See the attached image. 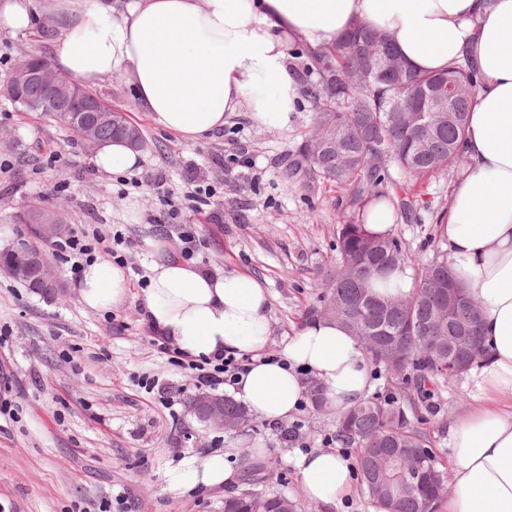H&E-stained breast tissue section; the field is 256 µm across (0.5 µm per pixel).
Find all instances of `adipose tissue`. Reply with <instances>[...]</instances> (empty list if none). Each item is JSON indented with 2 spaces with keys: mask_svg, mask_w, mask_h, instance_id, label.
Masks as SVG:
<instances>
[{
  "mask_svg": "<svg viewBox=\"0 0 512 512\" xmlns=\"http://www.w3.org/2000/svg\"><path fill=\"white\" fill-rule=\"evenodd\" d=\"M356 21L394 35L416 70L466 59L478 72L442 220L443 254L479 307L491 353L464 374L483 402L448 425L453 492L441 506L512 512V0H58L57 65L84 87L108 76L124 80L156 126L189 141L222 130L241 110L256 125L284 130L299 95L291 44L335 43ZM127 283L123 267L88 263L77 280L80 303L112 308ZM268 307L256 278L164 255L150 268L142 303L150 327L184 354L250 357L233 392L266 420L286 419L302 403V367L326 387L337 413L367 398L362 350L337 322H308L283 360L264 358ZM294 464L313 502L332 505L352 490L351 465L339 452L301 454ZM231 475L217 453L186 460L168 484L219 485Z\"/></svg>",
  "mask_w": 512,
  "mask_h": 512,
  "instance_id": "adipose-tissue-1",
  "label": "adipose tissue"
}]
</instances>
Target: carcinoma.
I'll return each instance as SVG.
<instances>
[{"label": "carcinoma", "mask_w": 512, "mask_h": 512, "mask_svg": "<svg viewBox=\"0 0 512 512\" xmlns=\"http://www.w3.org/2000/svg\"><path fill=\"white\" fill-rule=\"evenodd\" d=\"M371 33L370 27L357 22L334 45H305L292 52L294 58L302 59L306 72L316 74L305 88V95L316 104L315 126L327 136L345 132L342 154L350 163L338 168L336 161L314 156L302 145L288 171L305 169L347 187L357 201L367 185L374 188L375 197L391 199L395 194L383 187L382 177L384 164L390 160L410 181L402 188L407 195L401 200L405 206L414 202L418 182L457 163L477 73L463 60L436 72H419L409 65L405 74L394 75L381 58L361 50ZM448 81L456 88L450 104L453 120L424 147L412 131L396 121L392 109L397 105L416 108L421 89ZM44 94L36 84L16 87L10 82L6 86V96L22 112L37 111L36 102ZM129 130L143 132L127 116L119 127L104 125L99 130L100 143L124 137ZM336 235L338 259L326 280L330 288L319 313L344 326L360 319L362 335L356 340L391 382L386 395L363 399L336 419L338 440L357 449V479L376 512H437L438 504L448 495V472L417 423L436 388L451 380L440 371L448 356V337L466 326H481L478 306L440 256L419 269L411 293L413 302L390 308L385 305L386 296L374 291L373 281L403 261L412 263L410 257L403 256L399 239L392 233L372 236L360 222L338 225ZM450 293L460 295L457 307L448 321L432 323L436 308L448 303ZM427 326L431 340L424 341L421 336ZM310 383L312 406L319 412L327 410V391L314 379ZM224 410L244 426L253 420V414L230 397L224 399ZM244 466L242 488L224 496V512H253L255 495L262 493L267 463L246 451ZM263 499L266 512H297L298 503L284 494L263 493Z\"/></svg>", "instance_id": "cac0c4a2"}]
</instances>
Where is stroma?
<instances>
[{
	"label": "stroma",
	"instance_id": "obj_1",
	"mask_svg": "<svg viewBox=\"0 0 512 512\" xmlns=\"http://www.w3.org/2000/svg\"><path fill=\"white\" fill-rule=\"evenodd\" d=\"M55 2L32 0L46 28L40 40L0 32V91L21 53L52 58L55 35L47 25ZM92 91L142 126L150 146L138 167L98 171L66 130L0 95V244L32 240L30 225L13 217L39 200L64 207L67 233L92 225L120 234L108 260L129 271L124 302L102 311L81 306L77 276L53 245L44 250L64 282L58 300L33 295L0 272V512H224L232 485L174 490L167 474L186 459L220 453L239 475L248 448L268 464L266 492L288 494L299 512H375L358 490L326 507L305 496L294 457L339 447L335 415H317L310 401L284 422L259 418L239 433L202 430L183 403L195 391L187 370L154 345L141 311L155 244L164 241L205 270L258 279L270 297L265 353L282 356L336 263L337 225L361 214L349 190L310 173L285 174L314 127L313 104L300 97L284 131L238 112L221 133L187 141L155 127L120 79L103 78ZM55 151L60 161H52ZM456 175L429 176L420 202L398 207L394 233L409 255L440 256L439 220ZM160 176L178 195L177 219L155 189ZM191 177L223 187L222 202L202 209L184 197ZM435 402L425 430L447 462L448 420L477 400L458 378L441 386ZM286 426L299 428L301 444L283 442Z\"/></svg>",
	"mask_w": 512,
	"mask_h": 512
}]
</instances>
